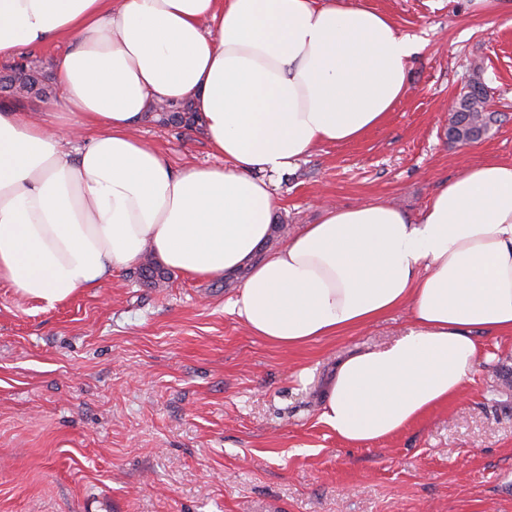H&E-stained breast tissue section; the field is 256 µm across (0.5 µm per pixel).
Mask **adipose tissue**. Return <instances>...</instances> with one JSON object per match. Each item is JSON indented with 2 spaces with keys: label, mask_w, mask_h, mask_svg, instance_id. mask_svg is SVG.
Here are the masks:
<instances>
[{
  "label": "adipose tissue",
  "mask_w": 512,
  "mask_h": 512,
  "mask_svg": "<svg viewBox=\"0 0 512 512\" xmlns=\"http://www.w3.org/2000/svg\"><path fill=\"white\" fill-rule=\"evenodd\" d=\"M64 44L39 120L0 106V280L52 306L151 250L196 278L245 273L230 311L296 348L409 306L393 344L339 360L322 421L396 435L458 397L477 334L512 335V161L449 180L417 218L326 206L273 252L279 175L359 139L408 89L412 41L360 0H0V61ZM155 101L191 102L220 166L174 170L132 136ZM93 129L75 150L68 134Z\"/></svg>",
  "instance_id": "ef3b65f1"
}]
</instances>
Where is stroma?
<instances>
[{
	"label": "stroma",
	"instance_id": "stroma-1",
	"mask_svg": "<svg viewBox=\"0 0 512 512\" xmlns=\"http://www.w3.org/2000/svg\"><path fill=\"white\" fill-rule=\"evenodd\" d=\"M361 2L418 42L408 90L360 140L276 177V220L292 231L325 203L414 217L464 169L512 161V14ZM476 74L496 120L449 144L447 106ZM134 134L176 170L220 162L200 125L145 119ZM243 281L173 271L148 287L130 266L52 307L0 281V512H512V335H480L457 399L353 444L321 420L329 374L402 337L408 309L288 349L228 311Z\"/></svg>",
	"mask_w": 512,
	"mask_h": 512
}]
</instances>
